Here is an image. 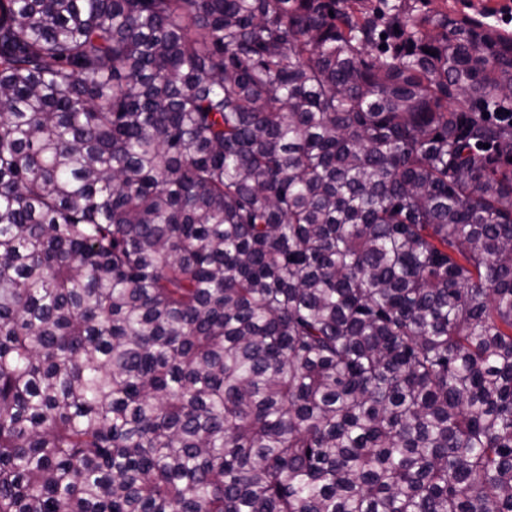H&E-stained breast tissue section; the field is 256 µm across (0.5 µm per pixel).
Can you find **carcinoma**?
<instances>
[{
  "label": "carcinoma",
  "instance_id": "carcinoma-1",
  "mask_svg": "<svg viewBox=\"0 0 512 512\" xmlns=\"http://www.w3.org/2000/svg\"><path fill=\"white\" fill-rule=\"evenodd\" d=\"M360 3L0 0V512H512V36Z\"/></svg>",
  "mask_w": 512,
  "mask_h": 512
}]
</instances>
